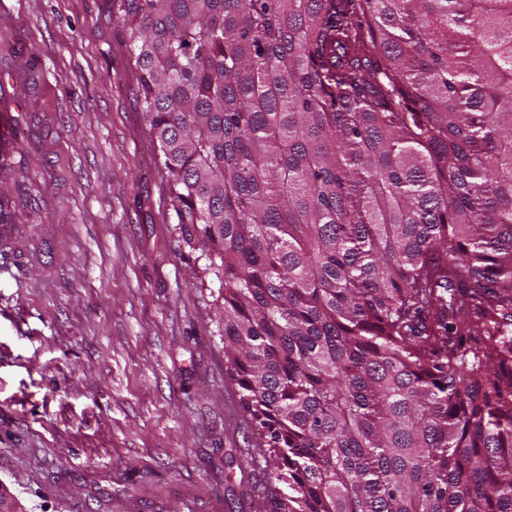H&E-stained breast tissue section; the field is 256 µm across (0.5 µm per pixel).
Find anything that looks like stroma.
<instances>
[{
	"label": "stroma",
	"instance_id": "1",
	"mask_svg": "<svg viewBox=\"0 0 512 512\" xmlns=\"http://www.w3.org/2000/svg\"><path fill=\"white\" fill-rule=\"evenodd\" d=\"M0 486L25 512H260L223 289L181 236L108 0H0Z\"/></svg>",
	"mask_w": 512,
	"mask_h": 512
}]
</instances>
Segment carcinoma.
I'll return each mask as SVG.
<instances>
[{
	"label": "carcinoma",
	"instance_id": "carcinoma-1",
	"mask_svg": "<svg viewBox=\"0 0 512 512\" xmlns=\"http://www.w3.org/2000/svg\"><path fill=\"white\" fill-rule=\"evenodd\" d=\"M268 512H512V0H110Z\"/></svg>",
	"mask_w": 512,
	"mask_h": 512
}]
</instances>
